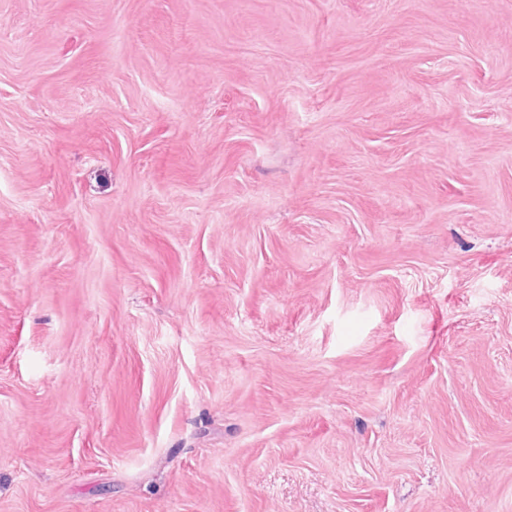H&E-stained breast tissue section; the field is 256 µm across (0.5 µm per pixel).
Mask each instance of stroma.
I'll return each instance as SVG.
<instances>
[{"mask_svg":"<svg viewBox=\"0 0 512 512\" xmlns=\"http://www.w3.org/2000/svg\"><path fill=\"white\" fill-rule=\"evenodd\" d=\"M0 512H512V0H0Z\"/></svg>","mask_w":512,"mask_h":512,"instance_id":"35a3bbf8","label":"stroma"}]
</instances>
